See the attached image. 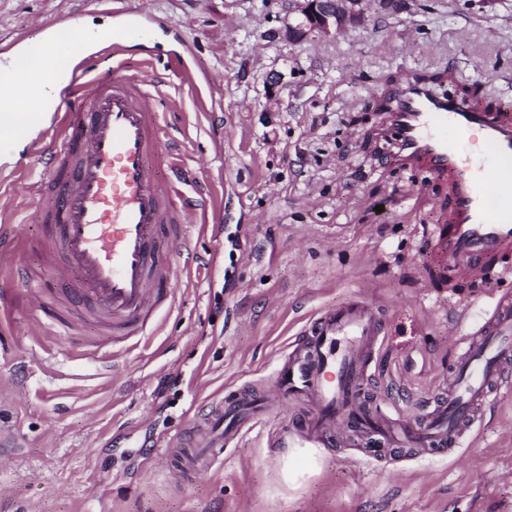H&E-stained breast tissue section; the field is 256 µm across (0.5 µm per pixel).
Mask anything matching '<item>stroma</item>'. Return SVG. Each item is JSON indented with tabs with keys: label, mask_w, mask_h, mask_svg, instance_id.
Wrapping results in <instances>:
<instances>
[{
	"label": "stroma",
	"mask_w": 512,
	"mask_h": 512,
	"mask_svg": "<svg viewBox=\"0 0 512 512\" xmlns=\"http://www.w3.org/2000/svg\"><path fill=\"white\" fill-rule=\"evenodd\" d=\"M294 0H0V65L57 36L81 60L80 30L137 22L132 73L162 101L163 132L209 200L207 230L146 336L115 339L92 317L59 334L52 314L0 319V512H512V394L480 408L459 447H373L337 436L299 487L280 476L282 426L310 405H270L211 469L178 477L188 428L230 391L276 383L281 358L319 312L358 297L383 332L363 394L390 417L439 397L459 344L512 291V250L488 281L449 260L446 179L396 161L380 130L393 84L434 76L485 111L512 107V0H369L333 38H277ZM166 69L164 82L149 83ZM280 81L267 90L265 80ZM40 166L0 163V225L23 250L0 260L22 293L55 290L41 205L23 189ZM456 340H449V328Z\"/></svg>",
	"instance_id": "35a3bbf8"
}]
</instances>
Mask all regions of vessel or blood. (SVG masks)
<instances>
[{
  "mask_svg": "<svg viewBox=\"0 0 512 512\" xmlns=\"http://www.w3.org/2000/svg\"><path fill=\"white\" fill-rule=\"evenodd\" d=\"M143 35L134 25L113 31L111 52L72 69L69 90L81 104L65 112L53 102L60 146L31 152L48 172L29 192L44 207L52 264L60 275L75 273L91 287L77 300L72 320L91 315L120 336L141 334L164 304L178 277L168 256L191 255L188 228L202 223L206 208L205 200L180 189L190 172L175 168L160 179L149 170L150 159L170 155L171 144L160 136L155 96L127 74L120 53L123 42ZM380 106L397 156L448 178L451 219L444 249L483 276L480 255L512 243V111L486 112L411 80L394 85ZM475 130L486 146L478 159L468 154L467 138ZM381 332L378 310L363 299L320 312L308 341L294 348L267 393L269 401L282 403L302 392L312 403L308 426L285 435L290 447H314L318 435L351 426L389 445H455L476 410L502 387L501 372L512 357V293L497 298L466 341L448 373L446 398L421 416L395 422L351 408ZM256 413L244 396L214 407L206 426L190 430L195 452L178 466L193 473L208 469L216 449Z\"/></svg>",
  "mask_w": 512,
  "mask_h": 512,
  "instance_id": "obj_1",
  "label": "vessel or blood"
}]
</instances>
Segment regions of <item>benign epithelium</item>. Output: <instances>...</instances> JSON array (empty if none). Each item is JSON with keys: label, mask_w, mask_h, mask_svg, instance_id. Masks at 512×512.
I'll return each mask as SVG.
<instances>
[{"label": "benign epithelium", "mask_w": 512, "mask_h": 512, "mask_svg": "<svg viewBox=\"0 0 512 512\" xmlns=\"http://www.w3.org/2000/svg\"><path fill=\"white\" fill-rule=\"evenodd\" d=\"M363 5L364 0H298L299 21L287 25L275 36L290 42L300 41L312 33L334 37L360 21Z\"/></svg>", "instance_id": "1"}]
</instances>
